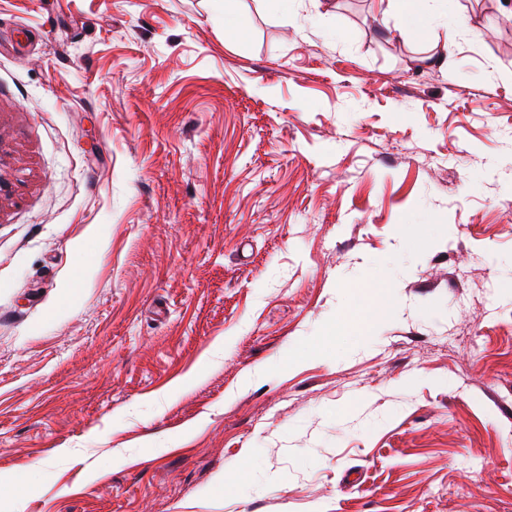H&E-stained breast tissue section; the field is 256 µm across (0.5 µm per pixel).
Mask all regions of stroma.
I'll return each mask as SVG.
<instances>
[{
  "label": "stroma",
  "instance_id": "obj_1",
  "mask_svg": "<svg viewBox=\"0 0 512 512\" xmlns=\"http://www.w3.org/2000/svg\"><path fill=\"white\" fill-rule=\"evenodd\" d=\"M405 20L0 0L26 512H512V7Z\"/></svg>",
  "mask_w": 512,
  "mask_h": 512
}]
</instances>
